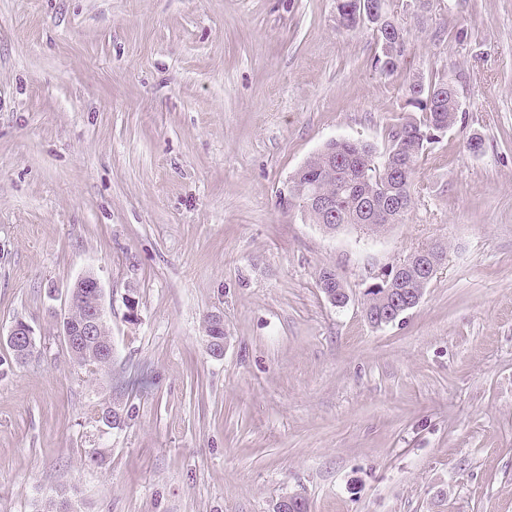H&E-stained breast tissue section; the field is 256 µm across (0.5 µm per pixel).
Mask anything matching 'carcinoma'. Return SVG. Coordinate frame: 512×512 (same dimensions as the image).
<instances>
[{
  "instance_id": "obj_1",
  "label": "carcinoma",
  "mask_w": 512,
  "mask_h": 512,
  "mask_svg": "<svg viewBox=\"0 0 512 512\" xmlns=\"http://www.w3.org/2000/svg\"><path fill=\"white\" fill-rule=\"evenodd\" d=\"M337 20L346 31L363 27L356 0H336ZM390 37L401 38L395 54H379L374 67L384 75L397 72L408 49L409 40L401 27ZM448 80L408 84V103L414 112L408 114L389 132L388 146L379 153L369 144L333 141L312 155L291 177L288 200L282 205L298 204L310 221L325 228L361 226L380 233L393 224L404 223L414 205L413 181L420 161L438 142L440 135L452 128L461 106L448 89ZM318 193L334 199V209L324 213L304 206L308 194ZM418 267L409 266L400 274L384 269L372 277L363 293L364 316L370 318L386 307L390 291L426 288ZM111 341L107 324L102 335L68 348L78 367L94 373L108 364L104 348ZM36 512H77L72 496L63 490L45 493Z\"/></svg>"
}]
</instances>
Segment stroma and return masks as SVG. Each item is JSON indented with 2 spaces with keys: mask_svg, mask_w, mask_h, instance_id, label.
I'll list each match as a JSON object with an SVG mask.
<instances>
[{
  "mask_svg": "<svg viewBox=\"0 0 512 512\" xmlns=\"http://www.w3.org/2000/svg\"><path fill=\"white\" fill-rule=\"evenodd\" d=\"M386 5L411 41L389 76L336 0H0V332L37 344L0 376V512L51 488L81 512H512V0ZM451 73L462 110L405 223L330 233L282 206L312 154L384 151L412 78ZM437 241L421 303L373 328L365 286ZM88 271L95 374L60 334ZM87 291V292H83ZM87 293V297L85 294ZM103 286L99 277L93 272H87L79 276L69 287L67 309L72 306L68 313L69 323L78 322L87 311L89 305V314L86 319L76 326V329L65 328L62 336H84L86 338L95 336L85 342L74 344L72 347H66L67 351L78 367L85 369L89 373L97 372L106 367L112 358V343L108 345V355H105L104 348L111 341L102 304ZM83 298L86 301L78 303V299ZM77 303V304H76ZM75 304V306H73ZM66 321V322H67ZM102 324V336H98ZM6 336V344L9 347L10 352L12 351V353H14L13 349H22L24 352L28 351L35 343V335L32 327L23 320H17L14 324H12ZM35 351L36 343L35 346L26 354H14L12 359L15 363L26 362L28 358L32 357Z\"/></svg>",
  "mask_w": 512,
  "mask_h": 512,
  "instance_id": "obj_1",
  "label": "stroma"
}]
</instances>
